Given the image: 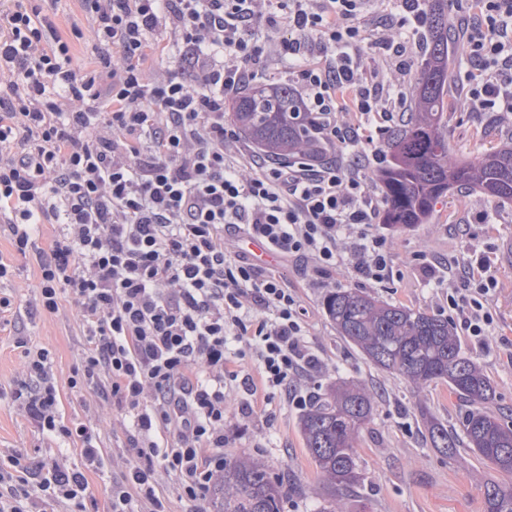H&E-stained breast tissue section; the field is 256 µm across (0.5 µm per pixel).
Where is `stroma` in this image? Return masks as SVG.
<instances>
[{"label": "stroma", "instance_id": "35a3bbf8", "mask_svg": "<svg viewBox=\"0 0 512 512\" xmlns=\"http://www.w3.org/2000/svg\"><path fill=\"white\" fill-rule=\"evenodd\" d=\"M40 18L56 34L71 39L75 66L93 67L92 43L71 38L72 27L87 25L77 0H43ZM388 35L399 42L407 66H389L385 79L408 88L422 50L420 38L409 29L396 27ZM448 61L452 81L443 133L448 139L449 161L467 159L512 141V114L473 112L463 104L459 85L468 77L470 65L461 42L453 37L448 40ZM378 230L393 259V280L374 283L336 269L326 272L317 287L303 261L281 259L274 267L283 287L298 289L307 311V340L323 362L319 374L302 382L303 394L322 395L340 379L365 384L375 393L372 419L356 444L364 481L346 499V512H485L486 486L492 483L512 490V474L496 470L465 447L455 457L443 456L426 440L421 418L422 412H429L450 431L462 434L465 403L447 384L418 387L371 364L338 336L322 300L333 289H360L385 303L440 315L446 302L438 281L447 279L449 266L480 252L486 275L496 282L491 297L495 321L485 335H463L459 341L463 353L480 365L495 388L488 411L512 426V202L455 188L437 203L427 223L407 229L382 224ZM57 233V225H45L34 248L22 254L8 229L0 227V261L13 270L11 279L0 282V294L12 301L11 313L0 319V455L20 454L31 481L55 456L67 455L76 465L81 464L82 457L79 448L63 438L38 432L17 414L11 392L24 362L17 340L49 351L64 423L83 419L91 403L85 392L70 385L82 373L85 348L71 301L61 298L55 314L41 303L37 254L49 249ZM247 403L252 405V412L241 414L242 405ZM224 405L225 460L243 457L262 462L273 478L292 487L283 512H316L325 486L299 432L300 409L279 397L267 402L262 395H248L234 381L224 385ZM102 446L114 453L115 459L110 469L86 471L90 492L87 512L112 510V485L123 470L121 454L129 449L120 420L106 427Z\"/></svg>", "mask_w": 512, "mask_h": 512}]
</instances>
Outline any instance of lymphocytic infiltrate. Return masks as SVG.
<instances>
[{
  "label": "lymphocytic infiltrate",
  "instance_id": "lymphocytic-infiltrate-1",
  "mask_svg": "<svg viewBox=\"0 0 512 512\" xmlns=\"http://www.w3.org/2000/svg\"><path fill=\"white\" fill-rule=\"evenodd\" d=\"M79 2L94 36L91 70L74 66L73 40L47 36L38 8L20 2L0 16V69L13 94L0 99V223L22 253L39 225L60 227L38 263L42 302L57 312L64 294L75 306L86 341L79 387L120 412L134 454L112 488V512H166L168 481L200 508L224 475V383L252 384L233 343L256 354L267 394L299 409L300 382L322 368L299 295L229 259L225 233L263 240L317 273L393 275L366 172L384 154L342 120L340 97L351 93L365 119L385 111L395 88L382 64L394 46L361 25L368 0ZM475 2L456 21L483 74L467 81L464 102L512 112V0ZM260 18L288 24L275 49L323 155L246 171L224 97L255 80L274 49L250 31ZM461 281L446 294L448 318L482 336L495 283ZM22 353L18 413L105 467L99 416L62 424L48 350ZM22 468L20 457L0 459V512L46 501L86 512L88 482L67 458L52 459L34 485Z\"/></svg>",
  "mask_w": 512,
  "mask_h": 512
}]
</instances>
